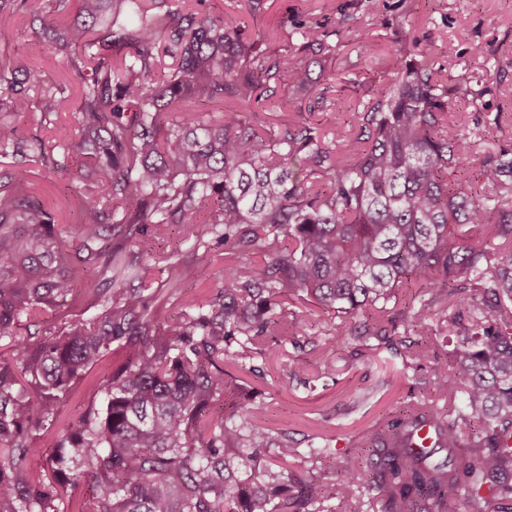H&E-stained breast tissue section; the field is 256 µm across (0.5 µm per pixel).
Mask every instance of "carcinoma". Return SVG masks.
I'll return each instance as SVG.
<instances>
[{
    "instance_id": "cac0c4a2",
    "label": "carcinoma",
    "mask_w": 512,
    "mask_h": 512,
    "mask_svg": "<svg viewBox=\"0 0 512 512\" xmlns=\"http://www.w3.org/2000/svg\"><path fill=\"white\" fill-rule=\"evenodd\" d=\"M82 22L62 20L70 2ZM34 10L55 24L52 50L80 81L78 136L94 182L64 228L27 189L28 156L17 127L0 123V145L18 158L0 175V512H58V489L92 480L78 512H503L512 498V148L483 154L455 121L457 95L434 79L436 49L402 46L405 61L357 113L356 133L329 146L319 124L255 130L248 107L283 85L304 97L315 81L304 57L327 68L350 16L334 30L308 17L271 56L220 16L165 0H0V31ZM178 62L162 66L159 45ZM502 83L487 69L469 103ZM0 112L36 91L47 117L58 89L19 61L0 62ZM223 110L207 122L181 107L194 98ZM37 160L59 169L55 147ZM208 212L224 276L209 302L173 326L155 322L157 292L134 285L130 247L181 225L196 236ZM263 259L261 271L248 264ZM96 273L103 315L70 321L77 284ZM418 286L398 307V292ZM463 291L467 313L448 314L461 339L456 365L435 363L436 401H410L386 430L365 433V453L345 458L325 483L305 469L327 444L300 448L286 433L250 424L245 386L226 369L267 347L266 337L304 336L309 303L336 313L318 355L353 334L383 340L398 323L422 327ZM36 327L16 334L20 322ZM115 356L99 409L88 406L55 440L46 482L25 474L30 434L52 424L26 397L19 370L49 394L66 390L107 353ZM429 429L430 449H416ZM447 455L433 460L439 451Z\"/></svg>"
}]
</instances>
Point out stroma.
<instances>
[{
	"label": "stroma",
	"mask_w": 512,
	"mask_h": 512,
	"mask_svg": "<svg viewBox=\"0 0 512 512\" xmlns=\"http://www.w3.org/2000/svg\"><path fill=\"white\" fill-rule=\"evenodd\" d=\"M172 2L189 11L236 20L248 40L261 41L273 55L281 54L287 44V30L280 25L284 16H314L332 28L342 16L355 15L331 65L332 77H321L299 103H292L289 91L280 88L255 106L254 121L265 132L279 131L282 124L299 120L308 110L327 141H335L338 131L354 126L371 93L386 83L394 52L409 36L437 46L455 45L453 57L435 58V78L448 87H475L490 66L504 73L498 92L482 100L484 111L500 113L501 120L481 125L473 156L478 159L484 152L512 144V0H267L258 14L245 0ZM364 40L374 45V55L362 53ZM477 44L485 48V55L472 54ZM1 57L23 61L39 71L44 84L66 88L65 101L55 115L42 116L31 95L10 119L23 138L58 146L61 171H47L38 161H30L31 190L56 223H74L76 199L84 183L76 178L78 164L66 147L77 134L78 84L54 56L49 31L35 23L32 13L19 14L11 28L0 32ZM197 233L196 242H186L174 227L167 236L149 239L142 247L141 275L163 293L156 308L159 325H174L207 301L224 272L222 261L207 268L195 261V244L215 242L210 225H198ZM331 317L329 311L312 308L307 335L280 337L272 351L254 357L251 370L241 377L247 387L261 392L247 407L249 420L288 433L302 446L328 444V453L315 463L313 472L337 480L343 475V460L357 453L363 433L384 428L411 396H431L432 363L407 361L387 344L359 336L365 322L361 315L350 322L354 335L337 344L329 361L319 360L316 347ZM111 371L112 361L107 358L70 384L54 406L52 429L32 436L29 474L40 472L53 438L64 433L72 418L90 404H103Z\"/></svg>",
	"instance_id": "1"
}]
</instances>
